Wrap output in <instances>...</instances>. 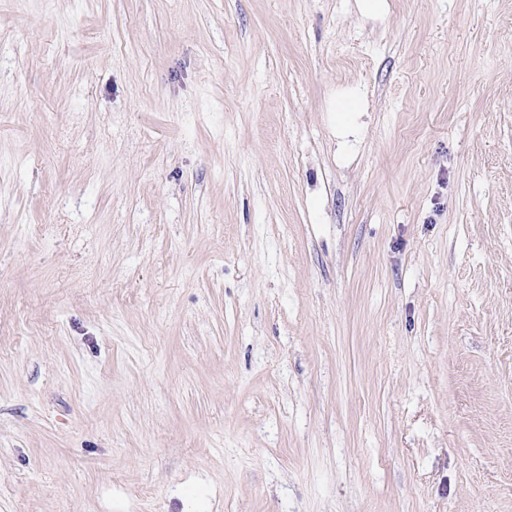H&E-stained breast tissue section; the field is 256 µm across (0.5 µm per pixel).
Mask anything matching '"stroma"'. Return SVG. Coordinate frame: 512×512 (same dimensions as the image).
<instances>
[{
    "label": "stroma",
    "instance_id": "1",
    "mask_svg": "<svg viewBox=\"0 0 512 512\" xmlns=\"http://www.w3.org/2000/svg\"><path fill=\"white\" fill-rule=\"evenodd\" d=\"M0 0V512H512V0Z\"/></svg>",
    "mask_w": 512,
    "mask_h": 512
}]
</instances>
